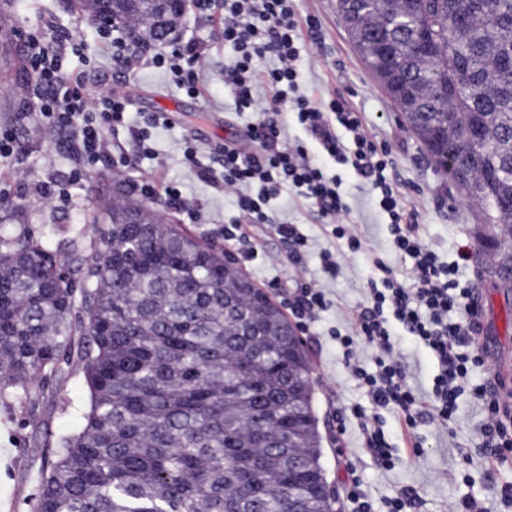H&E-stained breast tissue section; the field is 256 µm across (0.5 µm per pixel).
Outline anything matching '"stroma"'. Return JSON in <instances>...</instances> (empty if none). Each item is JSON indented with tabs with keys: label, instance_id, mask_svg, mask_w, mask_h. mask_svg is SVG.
Instances as JSON below:
<instances>
[{
	"label": "stroma",
	"instance_id": "1",
	"mask_svg": "<svg viewBox=\"0 0 512 512\" xmlns=\"http://www.w3.org/2000/svg\"><path fill=\"white\" fill-rule=\"evenodd\" d=\"M294 8L299 20L317 19L325 37L321 50L303 53L300 58V92L324 102L331 95H342L348 105L361 112L365 130L373 141L391 148L393 178L403 186L407 205L417 212L423 237L440 262L454 260L455 247L461 242L470 243L472 253L490 256L491 229L481 224L477 206L467 202L435 165L368 71L337 0H295ZM48 22L74 35L76 49L67 54L64 68L83 75L91 95L110 88L131 95L128 123H142L144 116L161 111L163 105L181 103V111L170 113L168 124L152 129L150 144L166 160L162 181L177 185L194 200L202 219L188 221L159 198L150 200V207L224 248L236 267L280 308H287L289 294L301 283L311 281L325 288L331 304L302 338L313 365V404L331 512H343L348 483L344 461L348 458L358 463L376 512H385L386 499L406 488L418 491V512H448L451 504L468 498L476 499L484 512H504L500 489L512 484V462L492 464L480 454L484 421L481 403L462 395L449 427L425 419L418 422L414 431H406L397 414L376 410L365 388L353 377L344 349L334 337L335 332L349 330L353 311L364 300L369 282L378 276L373 258L383 259L402 283L412 282L411 259L392 250L387 218L377 208L370 186L351 166H337L327 157L322 160L327 169L341 175V189L350 205L348 220L358 226L362 235L361 251L348 253L343 242L334 239L317 214L288 187L271 200L269 223L247 227L257 253L255 259H243L237 242L224 236V224L238 215L234 198L200 180L184 163L181 153L185 137L197 127L214 126L209 142L221 145L238 141L246 125L255 119L252 113L234 111L230 96L224 92V60L233 56L234 50L218 40L215 19L192 9L182 22L185 38L209 47V82L200 95L194 96L180 89L172 74L162 69L143 67L120 74L113 67L110 54L101 49L97 24L75 14L68 0H17L7 20L0 22V126L15 125L18 140L16 153L0 158V196L16 207L11 215L0 211V224L30 225L36 232L50 233L54 244L66 247L77 240L82 226L91 224L99 195L129 183L126 175L100 165L90 170L84 181L70 185L74 166L69 150L71 132L63 130L46 137L35 118L17 120L16 114L33 84L17 70L15 62L26 52V35L40 31ZM65 185L72 195L69 203L54 201L53 193ZM282 222L299 225L308 239L301 264L290 260L276 232L277 224ZM328 251L341 265L334 276L325 273L322 266V255ZM397 342L410 363L409 383L419 394H427L436 370L432 355L410 336H398ZM46 389V394L22 407L0 404V512H31L38 494L37 474L52 453L48 437L72 429L77 408L87 401V389L79 374L65 376L58 385L47 384ZM358 408L369 415H380L393 446V469L381 472L374 467L363 445L360 421L354 414ZM413 438L424 446L422 457L409 452Z\"/></svg>",
	"mask_w": 512,
	"mask_h": 512
}]
</instances>
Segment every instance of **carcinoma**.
<instances>
[{
	"label": "carcinoma",
	"instance_id": "obj_1",
	"mask_svg": "<svg viewBox=\"0 0 512 512\" xmlns=\"http://www.w3.org/2000/svg\"><path fill=\"white\" fill-rule=\"evenodd\" d=\"M369 2L388 25L366 33L381 43L366 67H393L403 92L448 88L433 116L454 129L429 153L482 223L512 224V0ZM102 210L86 255L0 224V401L73 372L88 390L33 512H288L290 494L330 512L312 364L280 307L146 204L121 193ZM237 304L262 315L258 333L227 312Z\"/></svg>",
	"mask_w": 512,
	"mask_h": 512
}]
</instances>
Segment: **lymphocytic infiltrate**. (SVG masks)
<instances>
[{"mask_svg": "<svg viewBox=\"0 0 512 512\" xmlns=\"http://www.w3.org/2000/svg\"><path fill=\"white\" fill-rule=\"evenodd\" d=\"M222 2L221 37L235 51L234 58L224 64V89L235 111L255 113L259 120L249 125L244 140L211 150L204 159L194 138H186L182 157L200 179L235 197L241 218L225 226V235H237L243 258H254L243 224L267 223L269 198L280 188L291 186L325 220L332 235L345 240L349 253L362 247L355 225L347 220L349 206L339 190L340 175L324 169L302 142L289 139L288 124L278 112L279 105H287L324 156L351 164L376 191L377 205L388 217L392 248L414 261L412 286L402 285L392 269L382 267L381 277L370 281L364 302L353 311L351 333L339 338L347 359H354L362 344L377 351L375 371L357 366L354 376L379 410L396 412L409 430L425 415L449 425L456 416L459 397L471 391L485 413L479 443L483 457L496 462L511 459L512 401L491 393L487 385H467L471 367L487 364L474 347L469 319L474 291L458 286L460 267L470 263L469 244L457 246L455 261L439 263L420 232L417 213L407 208L403 189L388 174L390 150L368 136L360 113L339 96L320 104L297 94L302 45L323 42L317 22L300 23L294 0ZM27 43L28 63L40 79L37 99L42 130L75 132L73 182H81L90 168L103 161L117 172L131 174L141 195H162L189 220H196L198 209L193 200L177 186L158 181L139 168L140 159L152 152L150 130L158 126L160 114L151 113L142 124L130 125L126 122L129 96L113 90L90 95L82 76L63 69L62 61L73 46L71 35L36 32L29 34ZM108 47L116 69L129 70L139 64L168 68L177 85L191 95L198 94L205 81V45L179 39L146 58L135 55L128 43L118 39L109 41ZM267 56L274 59V68L257 70L256 61ZM260 85L267 88V96L257 94ZM121 127L126 130L125 139L109 138V131ZM400 330L424 346L437 364L427 397H420L407 381L409 366L393 342Z\"/></svg>", "mask_w": 512, "mask_h": 512, "instance_id": "obj_1", "label": "lymphocytic infiltrate"}]
</instances>
